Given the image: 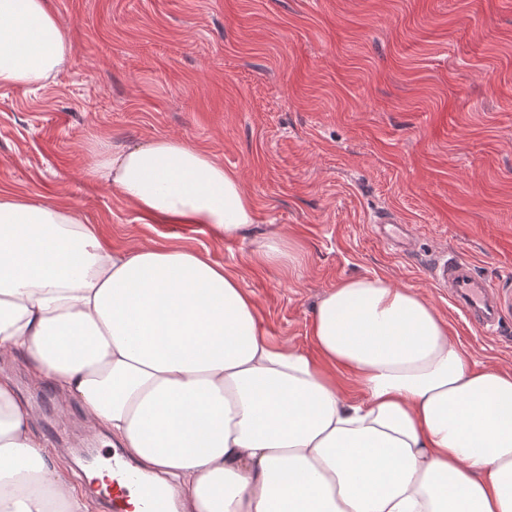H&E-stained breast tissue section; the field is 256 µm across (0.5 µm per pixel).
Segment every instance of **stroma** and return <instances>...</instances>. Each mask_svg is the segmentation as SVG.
Segmentation results:
<instances>
[{
	"label": "stroma",
	"instance_id": "stroma-1",
	"mask_svg": "<svg viewBox=\"0 0 512 512\" xmlns=\"http://www.w3.org/2000/svg\"><path fill=\"white\" fill-rule=\"evenodd\" d=\"M72 38L39 89L0 87V190L69 206L116 247L203 251L236 273L269 336L312 348L313 309L351 277L429 301L479 365L512 369V0H52ZM185 139L236 173L256 222L218 241L146 224L85 174L93 138ZM393 212L414 238L387 246ZM282 233L289 270L258 267ZM452 252L502 305L497 333L472 327L432 280ZM65 461L107 450L106 429L21 358L1 357Z\"/></svg>",
	"mask_w": 512,
	"mask_h": 512
}]
</instances>
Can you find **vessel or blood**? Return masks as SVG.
<instances>
[{"instance_id": "vessel-or-blood-1", "label": "vessel or blood", "mask_w": 512, "mask_h": 512, "mask_svg": "<svg viewBox=\"0 0 512 512\" xmlns=\"http://www.w3.org/2000/svg\"><path fill=\"white\" fill-rule=\"evenodd\" d=\"M432 278L447 287L449 297L469 321L485 333H495L501 303L494 298L493 288L474 273L469 263L448 255L434 265ZM103 482L112 512H170V492L137 473L120 452L107 457Z\"/></svg>"}]
</instances>
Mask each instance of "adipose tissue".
Listing matches in <instances>:
<instances>
[{
    "label": "adipose tissue",
    "instance_id": "1",
    "mask_svg": "<svg viewBox=\"0 0 512 512\" xmlns=\"http://www.w3.org/2000/svg\"><path fill=\"white\" fill-rule=\"evenodd\" d=\"M71 53L50 0H0V87H43ZM86 174L149 224L224 240L255 222L236 174L184 141L96 144ZM309 333L311 355L267 336L199 251L115 249L72 209L0 191V354L179 488L181 512H512V370L471 362L380 278L328 290ZM93 503L0 373V512Z\"/></svg>",
    "mask_w": 512,
    "mask_h": 512
}]
</instances>
